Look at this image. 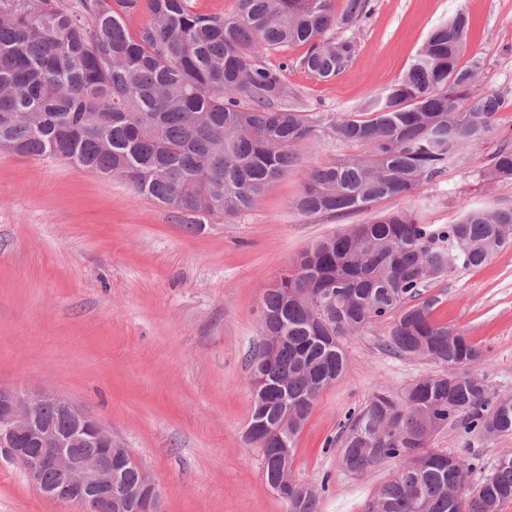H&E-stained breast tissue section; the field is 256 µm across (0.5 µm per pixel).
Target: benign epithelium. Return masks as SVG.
<instances>
[{
	"label": "benign epithelium",
	"mask_w": 512,
	"mask_h": 512,
	"mask_svg": "<svg viewBox=\"0 0 512 512\" xmlns=\"http://www.w3.org/2000/svg\"><path fill=\"white\" fill-rule=\"evenodd\" d=\"M0 457L45 496L83 512H160L157 488L112 428L53 390L0 388ZM133 467L136 484L126 479Z\"/></svg>",
	"instance_id": "1"
}]
</instances>
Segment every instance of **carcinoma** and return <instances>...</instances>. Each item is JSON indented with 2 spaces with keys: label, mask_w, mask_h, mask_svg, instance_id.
I'll use <instances>...</instances> for the list:
<instances>
[{
  "label": "carcinoma",
  "mask_w": 512,
  "mask_h": 512,
  "mask_svg": "<svg viewBox=\"0 0 512 512\" xmlns=\"http://www.w3.org/2000/svg\"><path fill=\"white\" fill-rule=\"evenodd\" d=\"M370 0H239L234 17L197 13L189 0H0V150L54 156L91 173L119 176L136 195L183 211L191 229L248 210L300 159L323 117L291 101L282 70L260 49L305 46L301 65L321 79L343 72L356 53L348 29ZM146 6L138 32L125 18ZM468 19L459 12L426 38L405 74L361 111L329 120L359 156L313 169L294 202L303 214L349 215L409 194L453 159L482 146L502 106L474 95L481 69L461 63ZM512 179V145L485 172ZM512 246V207H465L445 227L396 211L305 250L260 304L274 344L253 358L252 377L270 374L276 405L253 404L247 437L262 477L288 483L287 512H318L320 492L292 476L296 440L320 394L346 368L339 338L393 319L385 349L427 359L439 374L405 391L379 389L355 415L339 448L343 467L362 474L404 462L370 512H500L512 501V454L469 486L470 458L429 447L462 423L494 437L512 432V396L489 398L470 372L481 350L435 322L421 291L459 266L478 267ZM279 430V444L268 438Z\"/></svg>",
  "instance_id": "cac0c4a2"
}]
</instances>
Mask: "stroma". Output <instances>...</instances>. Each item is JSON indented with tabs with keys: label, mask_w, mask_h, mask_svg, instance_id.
Segmentation results:
<instances>
[{
	"label": "stroma",
	"mask_w": 512,
	"mask_h": 512,
	"mask_svg": "<svg viewBox=\"0 0 512 512\" xmlns=\"http://www.w3.org/2000/svg\"><path fill=\"white\" fill-rule=\"evenodd\" d=\"M345 35L357 44L331 81L300 64L304 47L264 52L282 69L300 110L340 117L397 81L427 34L458 12L469 16L463 61L480 58L477 93L503 105L483 149L449 163L409 195L347 216L300 214L292 202L308 169L362 146L323 128L298 167L272 182L249 210L187 230L176 209L52 158L0 150V387L49 388L112 428L160 492L162 512H286L247 444L253 393L250 360L264 340L260 301L318 241L381 211L456 221L463 207H512V180L483 172L500 140L512 139V0H371ZM432 316L465 334L483 360L473 369L490 398L512 394V248L424 289ZM380 323L339 340L341 377L325 389L296 442L292 467L321 487L319 512H369L402 468L386 460L361 475L341 463L351 418L377 389L402 391L438 368L387 353ZM432 448L475 459L479 482L512 433L487 438L448 426ZM0 512H81L48 499L15 464L0 460Z\"/></svg>",
	"instance_id": "35a3bbf8"
}]
</instances>
